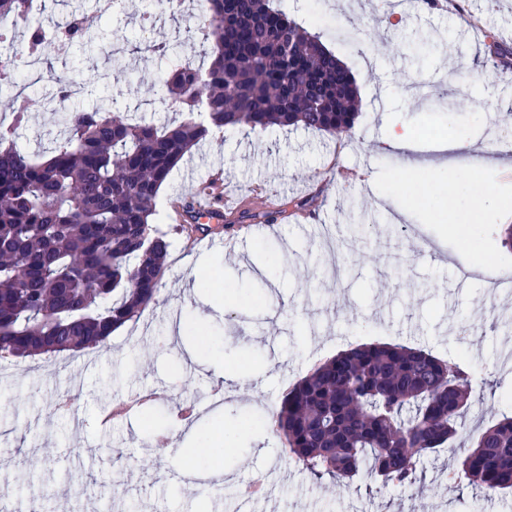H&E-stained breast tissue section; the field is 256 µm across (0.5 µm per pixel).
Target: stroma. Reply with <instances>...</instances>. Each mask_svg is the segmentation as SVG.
I'll use <instances>...</instances> for the list:
<instances>
[{"label":"stroma","mask_w":512,"mask_h":512,"mask_svg":"<svg viewBox=\"0 0 512 512\" xmlns=\"http://www.w3.org/2000/svg\"><path fill=\"white\" fill-rule=\"evenodd\" d=\"M288 15L342 58L357 77L363 101L354 136L271 127L224 131L179 167L161 188L154 223L165 232L168 256L161 303L113 333L107 348L60 357L0 359V467L12 471V490L0 512H512V495L484 494L452 484L461 450L428 459L415 485L375 492L369 479L316 480L289 457L268 425V410L289 384L338 352L364 342H397L458 361L471 374L465 431L512 413V293L489 282L512 272L500 217L472 211L466 197L448 196L465 180L467 152L445 150L449 138L496 129L512 140V0H454L442 9L409 0H280ZM198 0L172 14L167 0H125L98 24L106 42L147 34L159 41L197 40ZM508 49L490 60L491 43ZM85 88L72 107L125 111L142 106L148 122L172 119L157 101L167 61L154 56L85 54L70 47L54 61ZM54 89L44 80L25 98L0 96V122L17 106L28 120L18 149L48 155L62 130L44 111ZM408 124L426 150L404 155L379 150L389 122ZM251 200L252 208L310 199L318 220L297 212L229 250L227 229L196 236L175 233L173 199L191 196L206 179ZM361 242L336 254L351 227ZM480 264L479 276L458 269ZM214 292L208 302L184 286L192 279ZM190 323L184 336L177 322ZM244 375L245 393L212 401L225 369ZM72 409L54 412L68 390ZM145 390L157 400L136 402ZM188 398L196 425L211 431L205 446L186 448L181 436L158 453L173 404ZM132 400L112 421L108 404ZM224 469L215 493L187 494L180 472L190 462ZM265 486L250 499L238 491L254 477ZM85 494L76 499L74 486Z\"/></svg>","instance_id":"35a3bbf8"}]
</instances>
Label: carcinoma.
Here are the masks:
<instances>
[{
	"label": "carcinoma",
	"instance_id": "cac0c4a2",
	"mask_svg": "<svg viewBox=\"0 0 512 512\" xmlns=\"http://www.w3.org/2000/svg\"><path fill=\"white\" fill-rule=\"evenodd\" d=\"M31 0H0V20L27 21ZM31 27L21 54L0 57V92L25 93L16 59L52 72L55 53ZM70 43L98 32L72 25ZM208 62L183 59L185 44L143 41L132 49L169 60L162 99L188 114L161 126L125 113L67 108L79 86L53 77L63 140L49 158L17 149L0 126V358L73 356L99 350L112 332L160 303L168 254L153 228L161 187L192 148L226 128L272 126L353 134L359 93L351 71L275 0H203ZM292 49L287 57L285 48ZM182 223L206 234L189 197ZM273 211L243 210L233 223L271 224ZM469 374L451 361L400 343H364L299 379L272 412V430L312 477L384 486L408 483L422 460L460 435ZM480 491H512V415L469 435L450 474Z\"/></svg>",
	"mask_w": 512,
	"mask_h": 512
}]
</instances>
